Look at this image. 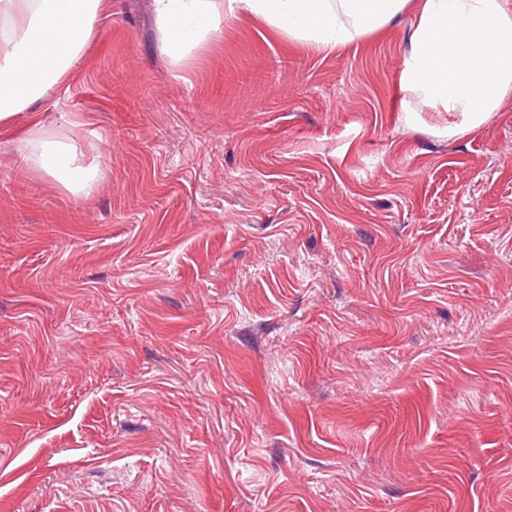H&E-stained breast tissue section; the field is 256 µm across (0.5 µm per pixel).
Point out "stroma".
I'll return each instance as SVG.
<instances>
[{
    "label": "stroma",
    "instance_id": "35a3bbf8",
    "mask_svg": "<svg viewBox=\"0 0 512 512\" xmlns=\"http://www.w3.org/2000/svg\"><path fill=\"white\" fill-rule=\"evenodd\" d=\"M411 22L180 69L102 0L32 109L104 180L0 131V512H512V97L407 89ZM16 143L32 174L73 196L89 195L103 176L100 162L88 161L75 138L57 136L39 115H30Z\"/></svg>",
    "mask_w": 512,
    "mask_h": 512
}]
</instances>
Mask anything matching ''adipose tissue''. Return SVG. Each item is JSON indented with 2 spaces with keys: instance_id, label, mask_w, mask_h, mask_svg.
<instances>
[{
  "instance_id": "obj_1",
  "label": "adipose tissue",
  "mask_w": 512,
  "mask_h": 512,
  "mask_svg": "<svg viewBox=\"0 0 512 512\" xmlns=\"http://www.w3.org/2000/svg\"><path fill=\"white\" fill-rule=\"evenodd\" d=\"M163 51L174 65L220 33L224 16L250 15L320 48L384 26L408 0H154ZM100 0H0V126L59 85L83 57ZM403 80L407 88L470 124L512 96V0H422ZM28 170L75 196L103 175L75 138L38 115L16 139Z\"/></svg>"
}]
</instances>
